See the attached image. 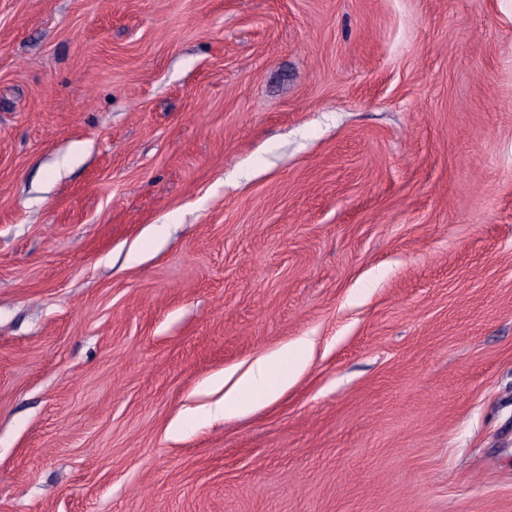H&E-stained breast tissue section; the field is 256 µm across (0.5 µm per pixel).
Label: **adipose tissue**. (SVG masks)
Returning a JSON list of instances; mask_svg holds the SVG:
<instances>
[{
	"instance_id": "adipose-tissue-1",
	"label": "adipose tissue",
	"mask_w": 512,
	"mask_h": 512,
	"mask_svg": "<svg viewBox=\"0 0 512 512\" xmlns=\"http://www.w3.org/2000/svg\"><path fill=\"white\" fill-rule=\"evenodd\" d=\"M311 348L310 339L302 336L282 347L275 356L256 359L243 373L230 370L215 377L211 385L221 389L223 395L212 406V414L235 415L254 402L275 400L305 369Z\"/></svg>"
}]
</instances>
